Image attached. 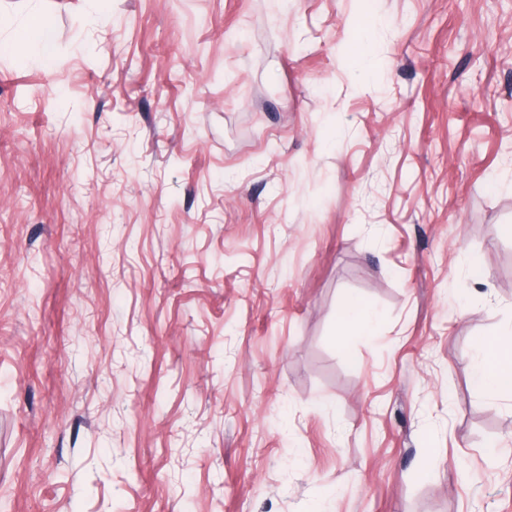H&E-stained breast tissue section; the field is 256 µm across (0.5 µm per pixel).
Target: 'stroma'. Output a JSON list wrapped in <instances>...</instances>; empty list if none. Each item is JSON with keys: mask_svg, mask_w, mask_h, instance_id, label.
I'll use <instances>...</instances> for the list:
<instances>
[{"mask_svg": "<svg viewBox=\"0 0 512 512\" xmlns=\"http://www.w3.org/2000/svg\"><path fill=\"white\" fill-rule=\"evenodd\" d=\"M0 15L5 512H512V0ZM343 312L349 331L354 336L372 334L376 314L359 297H349L344 303ZM472 379L488 398L512 395V330L477 344Z\"/></svg>", "mask_w": 512, "mask_h": 512, "instance_id": "35a3bbf8", "label": "stroma"}]
</instances>
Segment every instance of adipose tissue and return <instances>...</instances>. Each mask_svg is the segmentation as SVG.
I'll return each instance as SVG.
<instances>
[{
  "label": "adipose tissue",
  "instance_id": "obj_1",
  "mask_svg": "<svg viewBox=\"0 0 512 512\" xmlns=\"http://www.w3.org/2000/svg\"><path fill=\"white\" fill-rule=\"evenodd\" d=\"M472 379L486 397L512 395V330L478 343Z\"/></svg>",
  "mask_w": 512,
  "mask_h": 512
}]
</instances>
